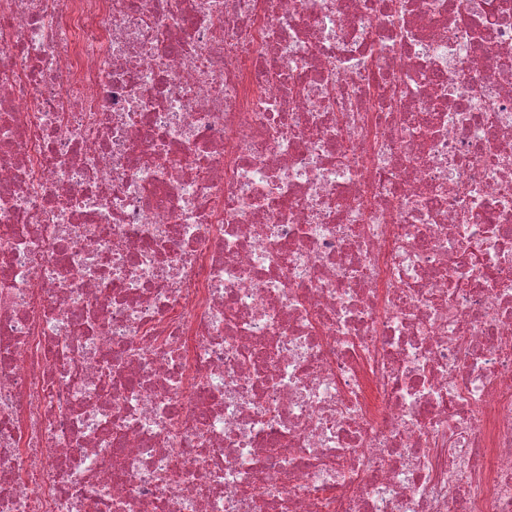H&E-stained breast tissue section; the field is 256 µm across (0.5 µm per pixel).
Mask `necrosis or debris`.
Returning a JSON list of instances; mask_svg holds the SVG:
<instances>
[{
  "label": "necrosis or debris",
  "mask_w": 512,
  "mask_h": 512,
  "mask_svg": "<svg viewBox=\"0 0 512 512\" xmlns=\"http://www.w3.org/2000/svg\"><path fill=\"white\" fill-rule=\"evenodd\" d=\"M0 512H512V0H0Z\"/></svg>",
  "instance_id": "necrosis-or-debris-1"
}]
</instances>
